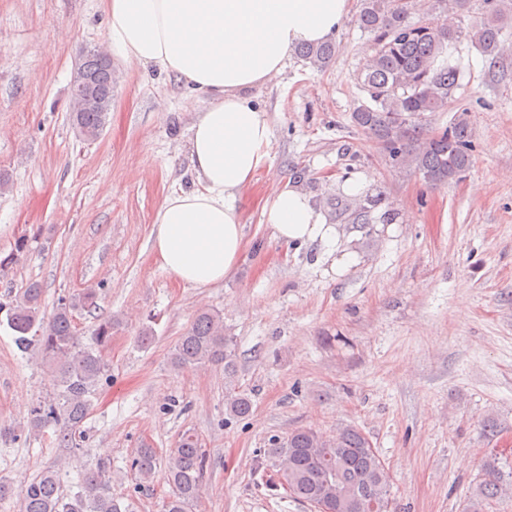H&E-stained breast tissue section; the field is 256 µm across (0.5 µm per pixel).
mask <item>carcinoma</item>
Listing matches in <instances>:
<instances>
[{
    "label": "carcinoma",
    "mask_w": 512,
    "mask_h": 512,
    "mask_svg": "<svg viewBox=\"0 0 512 512\" xmlns=\"http://www.w3.org/2000/svg\"><path fill=\"white\" fill-rule=\"evenodd\" d=\"M484 16L470 23L468 38L481 54L498 58L508 49L506 27L512 15L500 0H487ZM357 25L372 38V54L359 69L357 83L364 97L358 99L351 119L355 126L377 136L396 164L407 161L429 185L438 187L462 180L472 165V129L468 114L454 115L449 125L431 132L412 122L424 112H446L460 72L449 64L448 52L462 31L441 24L434 17L409 19V0H361ZM297 54L322 70L332 61L334 45L302 44ZM80 68L93 76L80 97H72V123L87 139H96L105 128L112 108V69L95 53L86 54ZM20 237L0 258V271L10 269L25 252ZM43 289L37 282L3 306L6 323L17 349L41 356L56 377V399L30 410L27 428L40 433L64 422L68 432L59 437L66 448L75 446L74 434L87 419L96 383L107 363L103 350L112 340L115 323L108 319L95 329L86 345L78 336L73 312L97 308L92 288L58 302L54 313L41 316ZM211 363L224 366V401L229 413L242 417L253 407L251 397L237 390L233 337L224 334V320L216 311L196 315L171 353L175 368ZM279 474V486L291 497L326 512H395L388 468L371 448L365 435L353 426L332 434L296 428L275 439L267 449ZM158 454L139 448L132 467L149 483L157 473ZM207 455L198 437L186 432L169 449L164 479L171 488L162 512H192L203 494ZM18 495L20 512H127L112 495V476L100 464L83 473L76 489L63 492L60 468L44 471L19 489L0 482V499ZM512 501V462L501 453L484 461L467 499L464 512H489L492 504Z\"/></svg>",
    "instance_id": "carcinoma-1"
}]
</instances>
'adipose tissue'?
Segmentation results:
<instances>
[{
    "label": "adipose tissue",
    "instance_id": "1",
    "mask_svg": "<svg viewBox=\"0 0 512 512\" xmlns=\"http://www.w3.org/2000/svg\"><path fill=\"white\" fill-rule=\"evenodd\" d=\"M351 0H105L107 50L157 66L213 103L191 127L199 189L167 196L156 213L152 251L184 284L207 288L237 267L244 248L237 193L262 168L272 130L249 94L278 76L290 51L338 31ZM275 237L333 245L328 226L300 189L276 190L262 206Z\"/></svg>",
    "mask_w": 512,
    "mask_h": 512
}]
</instances>
